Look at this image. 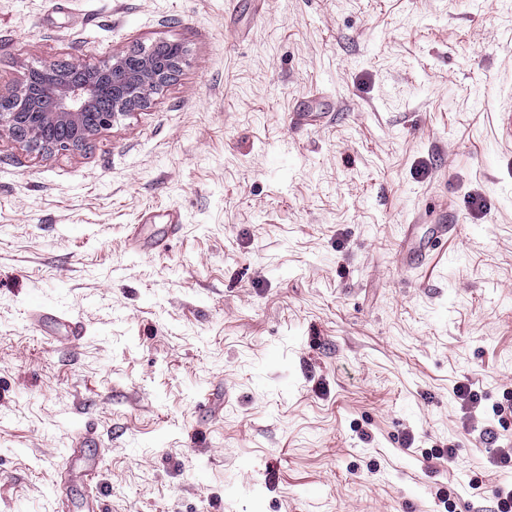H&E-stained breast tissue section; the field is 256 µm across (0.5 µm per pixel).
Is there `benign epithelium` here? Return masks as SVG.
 I'll return each instance as SVG.
<instances>
[{"label":"benign epithelium","instance_id":"benign-epithelium-1","mask_svg":"<svg viewBox=\"0 0 512 512\" xmlns=\"http://www.w3.org/2000/svg\"><path fill=\"white\" fill-rule=\"evenodd\" d=\"M171 58L160 60L151 49L120 50L98 65L76 61L60 69L57 61L31 69L22 85L0 93V134L43 152L81 149L114 121L151 104L152 95L182 67L185 49L170 43ZM48 77L40 88L31 75Z\"/></svg>","mask_w":512,"mask_h":512}]
</instances>
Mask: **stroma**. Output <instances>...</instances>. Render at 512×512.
I'll list each match as a JSON object with an SVG mask.
<instances>
[{"label":"stroma","instance_id":"35a3bbf8","mask_svg":"<svg viewBox=\"0 0 512 512\" xmlns=\"http://www.w3.org/2000/svg\"><path fill=\"white\" fill-rule=\"evenodd\" d=\"M158 41L178 77L87 148L0 136V512H494L512 435L453 389L512 391V0H0V91ZM433 225L428 236L419 241L417 247L404 252V262L407 267L423 264L429 252L448 237V224ZM37 315L38 319L42 322L64 326L65 334L63 336H53L56 341L74 342L81 338V329L76 323L63 320L43 307H41Z\"/></svg>","mask_w":512,"mask_h":512}]
</instances>
